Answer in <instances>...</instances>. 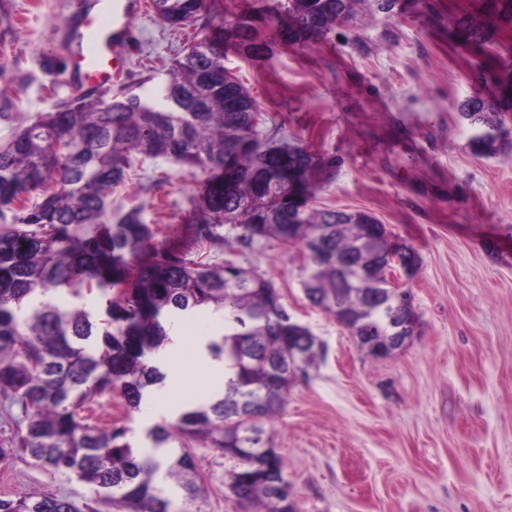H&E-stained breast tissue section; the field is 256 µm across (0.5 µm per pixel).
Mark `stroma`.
Listing matches in <instances>:
<instances>
[{
	"label": "stroma",
	"instance_id": "1",
	"mask_svg": "<svg viewBox=\"0 0 512 512\" xmlns=\"http://www.w3.org/2000/svg\"><path fill=\"white\" fill-rule=\"evenodd\" d=\"M470 0H399L392 12L358 10L326 37L274 41L260 60L224 49V64L257 99L259 131L301 145L336 167L315 174L312 205L363 210L419 256L399 275L418 315L412 342L386 359L360 350L336 319L303 291L301 245L258 238L228 251L191 248L210 263L232 260L270 279L292 319L323 345L297 374L270 429L297 512H512V132L493 154L477 153L459 111L477 94L488 52L448 38ZM0 143L77 91L61 31L77 0H0ZM123 81L162 80L194 28L164 25L150 6L132 22ZM204 191L165 159L133 166L109 201L112 217L132 207L170 245H187L186 217ZM223 386L145 397L127 412L118 394L92 402L102 425L127 427L146 445L154 425L174 419ZM204 499L187 512H238L226 498L229 464L196 448ZM51 490L76 500L89 488L36 466L0 463V497Z\"/></svg>",
	"mask_w": 512,
	"mask_h": 512
}]
</instances>
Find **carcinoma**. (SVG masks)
<instances>
[{"label": "carcinoma", "instance_id": "carcinoma-1", "mask_svg": "<svg viewBox=\"0 0 512 512\" xmlns=\"http://www.w3.org/2000/svg\"><path fill=\"white\" fill-rule=\"evenodd\" d=\"M385 13L397 0H275L254 18L203 28L148 94L122 86L109 101L88 92L40 114L0 145V400L16 407L11 432L0 441V462L29 456L47 471L103 492L78 504L51 490L0 497V512H175L171 479L186 499L206 493L193 448L230 463L239 512H296L285 505L290 486L267 426L287 403L296 373L322 349L304 346L308 328L291 321L274 284L261 275L204 263L154 241L141 208L105 224L108 199L125 182L133 157L164 158L203 177L207 218L193 221L196 241L226 244L254 238L298 243L308 251L303 282L309 302L341 321L360 348L365 337L391 333L400 312L389 297L384 267L369 269L368 226L385 228L364 211L310 205L318 162L300 145L272 144L258 131L257 100L224 67L231 42L248 59L271 50L264 31L284 41L327 35L355 14V5ZM171 28L194 24L204 0H151ZM512 22V0H472L453 24L456 41L492 43L486 15ZM497 94L461 104L471 144L491 147L512 116V44L498 43ZM117 290L106 318L63 308L60 288ZM211 309L224 333L205 350L234 376L224 389L188 407L147 434L151 450L135 446L127 429L91 425L80 416L92 398L119 390L127 412L162 384L153 359L170 342L175 322Z\"/></svg>", "mask_w": 512, "mask_h": 512}]
</instances>
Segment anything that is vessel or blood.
Instances as JSON below:
<instances>
[{
  "label": "vessel or blood",
  "mask_w": 512,
  "mask_h": 512,
  "mask_svg": "<svg viewBox=\"0 0 512 512\" xmlns=\"http://www.w3.org/2000/svg\"><path fill=\"white\" fill-rule=\"evenodd\" d=\"M141 7V0H80L75 23L64 30L68 82L108 89L123 77L125 55L133 40L131 21Z\"/></svg>",
  "instance_id": "vessel-or-blood-1"
}]
</instances>
